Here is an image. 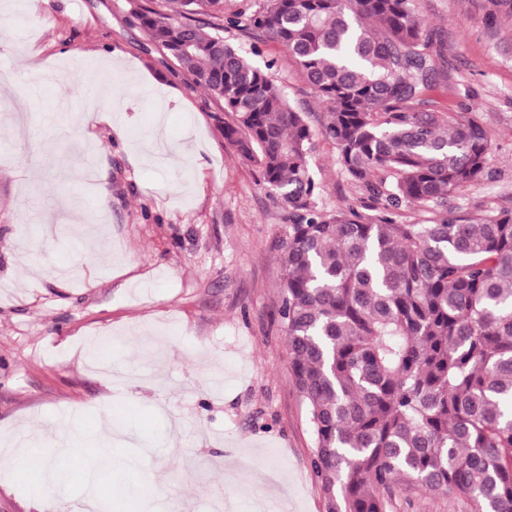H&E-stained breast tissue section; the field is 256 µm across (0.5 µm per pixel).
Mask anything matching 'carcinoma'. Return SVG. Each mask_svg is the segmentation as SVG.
Returning a JSON list of instances; mask_svg holds the SVG:
<instances>
[{"label": "carcinoma", "instance_id": "obj_1", "mask_svg": "<svg viewBox=\"0 0 512 512\" xmlns=\"http://www.w3.org/2000/svg\"><path fill=\"white\" fill-rule=\"evenodd\" d=\"M155 2L135 13L150 44L224 103V139L292 219L279 315L327 512H389L415 488L512 512V212L397 224L314 202L319 137L387 211L482 177L492 134L421 109L436 69L416 0H264L229 20L299 67L329 106L318 130L224 38V0Z\"/></svg>", "mask_w": 512, "mask_h": 512}]
</instances>
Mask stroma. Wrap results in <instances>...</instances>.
Returning <instances> with one entry per match:
<instances>
[{"label":"stroma","instance_id":"35a3bbf8","mask_svg":"<svg viewBox=\"0 0 512 512\" xmlns=\"http://www.w3.org/2000/svg\"><path fill=\"white\" fill-rule=\"evenodd\" d=\"M148 0H7L0 5V443L21 431L53 444L58 419L81 412L99 426L69 448L92 469L102 423L132 438L131 479L154 480L159 512H261L284 495L288 512H327L313 471L314 439L293 384L280 321L279 246L288 211L257 165L221 131L228 115L151 48L133 12ZM490 0H418L432 33L437 87L425 108L461 113L491 130L480 181L449 194L448 212L477 220L512 211V16ZM292 103L320 127L327 106L295 64L250 30ZM51 74L27 69L28 56ZM112 89L119 120L83 121L94 89ZM318 208L378 214L317 139ZM110 335L113 365L142 370L115 387L80 352ZM31 473L0 464V512H66L93 491L112 512H137L119 489L79 480L51 499ZM391 512H469L419 490Z\"/></svg>","mask_w":512,"mask_h":512}]
</instances>
